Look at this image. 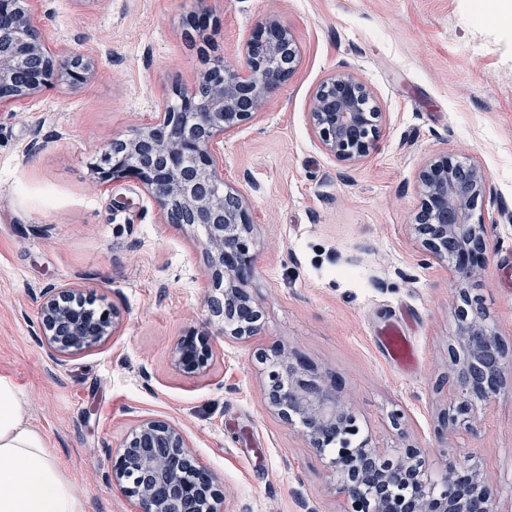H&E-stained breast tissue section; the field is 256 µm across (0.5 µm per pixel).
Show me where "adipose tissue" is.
<instances>
[{
  "label": "adipose tissue",
  "instance_id": "obj_1",
  "mask_svg": "<svg viewBox=\"0 0 512 512\" xmlns=\"http://www.w3.org/2000/svg\"><path fill=\"white\" fill-rule=\"evenodd\" d=\"M0 512H85L14 383L0 376Z\"/></svg>",
  "mask_w": 512,
  "mask_h": 512
}]
</instances>
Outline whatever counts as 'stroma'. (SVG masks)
<instances>
[{
    "label": "stroma",
    "mask_w": 512,
    "mask_h": 512,
    "mask_svg": "<svg viewBox=\"0 0 512 512\" xmlns=\"http://www.w3.org/2000/svg\"><path fill=\"white\" fill-rule=\"evenodd\" d=\"M47 50L92 57L75 88L55 86L0 108V375L83 497L85 512H137L112 465L138 419L180 427L224 494L223 512H343L327 460L265 406L257 353L305 355L364 430L386 439L406 413L432 478L470 460L512 512V391L481 410L478 431L437 435L453 397V271L426 261L412 226L419 173L450 154L482 166L493 192L475 214L490 252L468 284L512 355V38L470 0H24ZM207 13L194 37L186 20ZM287 24L298 65L250 122L213 145L226 187L254 221L251 292L264 326L249 341L214 336L208 367L178 371L177 338L207 326L208 259L198 228L166 223L132 181L101 183L112 139L148 126L192 85L199 51L239 65L254 25ZM348 70L382 114L374 148L348 164L328 154L308 114L318 87ZM75 288L117 314L112 335L51 355L39 330L46 288ZM407 315L418 363L405 372L377 349L386 321Z\"/></svg>",
    "instance_id": "obj_1"
}]
</instances>
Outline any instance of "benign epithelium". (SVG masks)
Instances as JSON below:
<instances>
[{
    "label": "benign epithelium",
    "mask_w": 512,
    "mask_h": 512,
    "mask_svg": "<svg viewBox=\"0 0 512 512\" xmlns=\"http://www.w3.org/2000/svg\"><path fill=\"white\" fill-rule=\"evenodd\" d=\"M298 48L289 28L275 18L254 26L242 66L208 62L195 85L180 88L185 111L165 112L160 120L112 140L97 167L102 182L132 180L160 205L170 224L200 226L208 257V278L214 294L207 296V322L224 336L242 340L262 327L263 309L248 288L256 274L252 224L246 200L230 189L214 194L222 181L213 153L215 140L249 121L268 98L294 73ZM95 69L88 58L57 61L47 56L40 33L19 0H0V105L29 98L56 83L77 85ZM323 148L337 159L355 162L366 156L380 134L382 113L372 104L367 87L352 73L329 77L313 98L309 113ZM137 155L131 166L127 157ZM446 154L420 173L422 214L435 219L433 231H414L427 256L448 260L455 273L458 301L456 332L448 346L455 399L439 421L445 437L460 425L475 430L480 418L475 401L489 403L504 386V350L479 297L465 288L479 275L488 257V225L473 221L479 199L490 192L485 171L466 167ZM455 250L448 255L446 245ZM81 294L66 288L44 293L40 331L51 352L67 355L88 347L115 329L103 312L78 307ZM212 354L210 333L190 329L176 340V369L203 371ZM268 408L283 422L299 426L310 445L320 451L337 447L330 456L336 492L344 512H492L494 490L481 470L454 460L441 486L429 482L426 452L413 444L385 447L363 434L357 415L339 398L304 358L281 348L261 352ZM112 481L140 486L138 512H190L206 501L204 512H220L223 493L215 477L193 455L182 432L155 418H143L131 431L112 466Z\"/></svg>",
    "instance_id": "7a95c632"
}]
</instances>
